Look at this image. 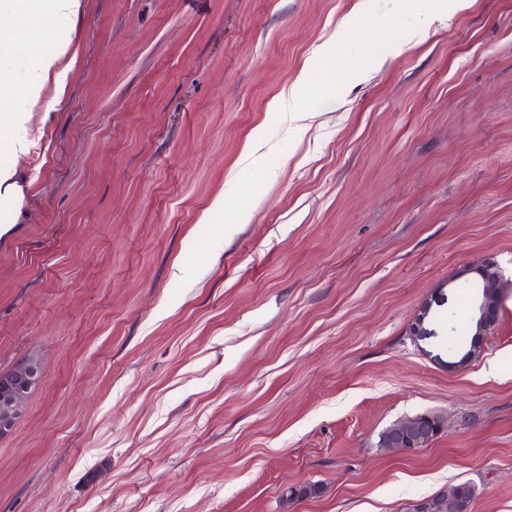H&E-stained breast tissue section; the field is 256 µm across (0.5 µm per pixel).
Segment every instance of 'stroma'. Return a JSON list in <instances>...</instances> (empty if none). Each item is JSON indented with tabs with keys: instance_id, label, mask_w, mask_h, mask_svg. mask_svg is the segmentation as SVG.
<instances>
[{
	"instance_id": "35a3bbf8",
	"label": "stroma",
	"mask_w": 512,
	"mask_h": 512,
	"mask_svg": "<svg viewBox=\"0 0 512 512\" xmlns=\"http://www.w3.org/2000/svg\"><path fill=\"white\" fill-rule=\"evenodd\" d=\"M29 38L72 64L0 241V371H44L0 512H512V0H84ZM469 270H475L479 275L484 276L488 293L495 298L500 297L502 281L494 257L487 256L482 258L475 265H472ZM398 424H395L389 428H387L384 432H382L380 436L379 442H381V437L391 428L396 426ZM423 426L421 423L417 425H412L409 423H403L398 426H396L392 433L387 436V438L384 441V447L387 448H399L405 451H412L416 448L415 444L417 443V440L414 438V434L416 433V430ZM423 428L427 429L425 426ZM476 492L475 485L470 482H462L450 487L443 494L422 500L421 509L411 506L407 512H457L448 509L449 503L459 504L460 512H463L475 497Z\"/></svg>"
}]
</instances>
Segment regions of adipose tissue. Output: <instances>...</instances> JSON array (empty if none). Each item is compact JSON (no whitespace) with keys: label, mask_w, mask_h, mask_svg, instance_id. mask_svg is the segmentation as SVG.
Masks as SVG:
<instances>
[{"label":"adipose tissue","mask_w":512,"mask_h":512,"mask_svg":"<svg viewBox=\"0 0 512 512\" xmlns=\"http://www.w3.org/2000/svg\"><path fill=\"white\" fill-rule=\"evenodd\" d=\"M83 5V0H0V155L12 159L0 165V212L15 224L26 215L28 183L17 161L36 145L35 122L50 118L42 109L46 88L63 96L69 70L67 46L34 49L26 31L46 17L75 31Z\"/></svg>","instance_id":"ef3b65f1"}]
</instances>
